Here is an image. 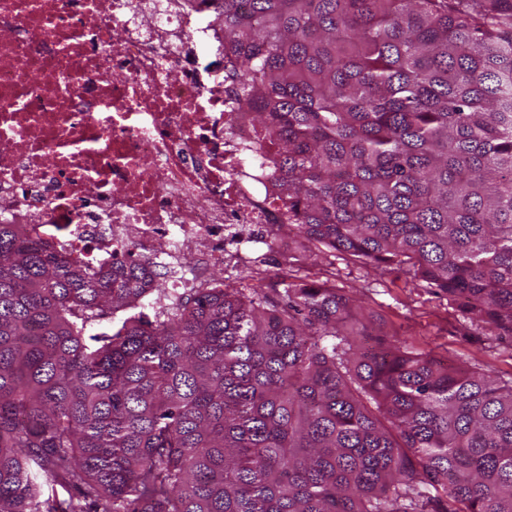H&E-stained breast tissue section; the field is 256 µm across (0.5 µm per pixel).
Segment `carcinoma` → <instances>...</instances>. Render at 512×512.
Segmentation results:
<instances>
[{"instance_id":"carcinoma-1","label":"carcinoma","mask_w":512,"mask_h":512,"mask_svg":"<svg viewBox=\"0 0 512 512\" xmlns=\"http://www.w3.org/2000/svg\"><path fill=\"white\" fill-rule=\"evenodd\" d=\"M205 2L301 246L512 337V0ZM145 271L0 223V512H512V379L328 281Z\"/></svg>"}]
</instances>
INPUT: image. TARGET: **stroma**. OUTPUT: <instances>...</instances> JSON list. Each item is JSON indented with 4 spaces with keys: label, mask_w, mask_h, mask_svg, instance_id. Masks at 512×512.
<instances>
[{
    "label": "stroma",
    "mask_w": 512,
    "mask_h": 512,
    "mask_svg": "<svg viewBox=\"0 0 512 512\" xmlns=\"http://www.w3.org/2000/svg\"><path fill=\"white\" fill-rule=\"evenodd\" d=\"M208 276L231 288L260 283L269 293L298 277L330 281L353 297L384 334L406 339L419 351L512 378V342L490 335L450 305L447 296L405 271L342 259L331 265L305 250L287 255L272 242L253 244L243 260L211 267Z\"/></svg>",
    "instance_id": "1"
}]
</instances>
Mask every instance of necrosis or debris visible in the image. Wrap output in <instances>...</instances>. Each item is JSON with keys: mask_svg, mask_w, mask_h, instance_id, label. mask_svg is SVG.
I'll return each instance as SVG.
<instances>
[{"mask_svg": "<svg viewBox=\"0 0 512 512\" xmlns=\"http://www.w3.org/2000/svg\"><path fill=\"white\" fill-rule=\"evenodd\" d=\"M200 0H0V222L93 268L146 260L188 292L229 225L294 246L267 134Z\"/></svg>", "mask_w": 512, "mask_h": 512, "instance_id": "4bbe7bcc", "label": "necrosis or debris"}]
</instances>
